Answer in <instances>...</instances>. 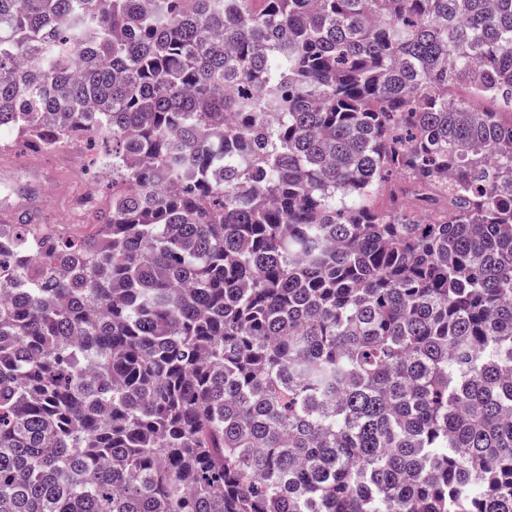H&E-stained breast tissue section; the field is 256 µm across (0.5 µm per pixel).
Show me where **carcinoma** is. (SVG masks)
<instances>
[{
    "label": "carcinoma",
    "instance_id": "carcinoma-1",
    "mask_svg": "<svg viewBox=\"0 0 512 512\" xmlns=\"http://www.w3.org/2000/svg\"><path fill=\"white\" fill-rule=\"evenodd\" d=\"M15 137L0 512H512V0H0ZM66 153L73 157L74 168L60 166L58 155ZM84 156L78 146L73 149L47 154L39 151L18 150L4 153L0 151V187L21 188V193L12 197L11 205L23 206L34 195L36 201L28 208V219L36 221L39 214V199L42 196V220L37 224H62L61 218L67 217L70 231L85 234L90 228L79 223L74 214V197L83 182L82 168Z\"/></svg>",
    "mask_w": 512,
    "mask_h": 512
}]
</instances>
